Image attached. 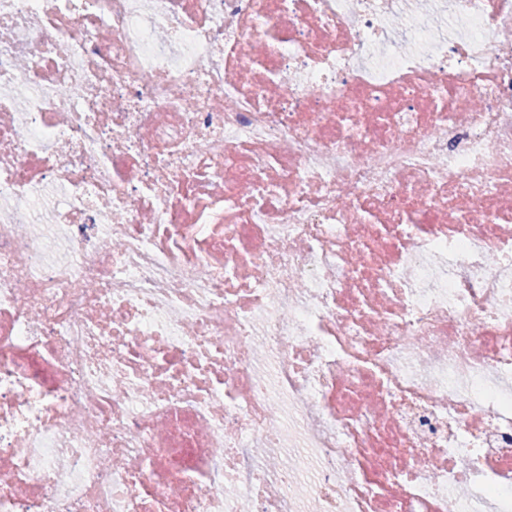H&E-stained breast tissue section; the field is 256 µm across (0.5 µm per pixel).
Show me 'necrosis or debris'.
<instances>
[{"mask_svg": "<svg viewBox=\"0 0 512 512\" xmlns=\"http://www.w3.org/2000/svg\"><path fill=\"white\" fill-rule=\"evenodd\" d=\"M422 3L0 0V512H512V0Z\"/></svg>", "mask_w": 512, "mask_h": 512, "instance_id": "4bbe7bcc", "label": "necrosis or debris"}]
</instances>
